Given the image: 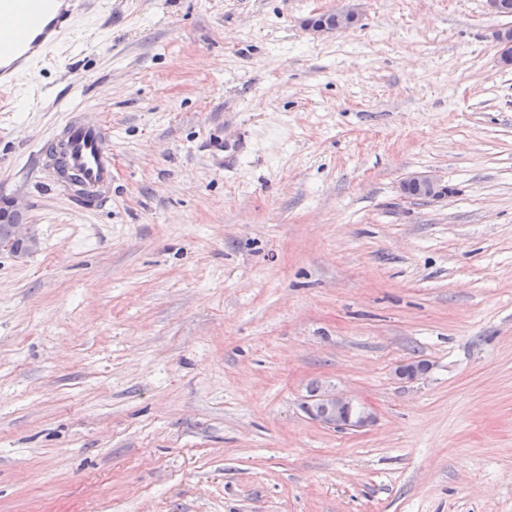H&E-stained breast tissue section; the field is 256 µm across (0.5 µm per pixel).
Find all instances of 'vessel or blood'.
Instances as JSON below:
<instances>
[{
  "mask_svg": "<svg viewBox=\"0 0 512 512\" xmlns=\"http://www.w3.org/2000/svg\"><path fill=\"white\" fill-rule=\"evenodd\" d=\"M59 0H0V12L16 16L18 25L0 38V84L13 80L23 64L64 27ZM60 162L77 177V200L104 204L111 200L112 152L102 126L70 118L60 133Z\"/></svg>",
  "mask_w": 512,
  "mask_h": 512,
  "instance_id": "1",
  "label": "vessel or blood"
}]
</instances>
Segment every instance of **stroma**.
Instances as JSON below:
<instances>
[{
	"mask_svg": "<svg viewBox=\"0 0 512 512\" xmlns=\"http://www.w3.org/2000/svg\"><path fill=\"white\" fill-rule=\"evenodd\" d=\"M504 27L484 0L72 12L0 88V198L38 238L0 250V512H512ZM74 114L112 132L102 208L36 163ZM316 387L376 425L312 422ZM358 14L353 10L327 12L305 20V27L317 36L335 34L354 26ZM414 190V193L407 194L412 197L440 199L447 194V189L433 175L427 173H414L408 176L401 183V192L406 193L408 190Z\"/></svg>",
	"mask_w": 512,
	"mask_h": 512,
	"instance_id": "1",
	"label": "stroma"
}]
</instances>
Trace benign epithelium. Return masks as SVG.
Wrapping results in <instances>:
<instances>
[{
    "label": "benign epithelium",
    "instance_id": "7a95c632",
    "mask_svg": "<svg viewBox=\"0 0 512 512\" xmlns=\"http://www.w3.org/2000/svg\"><path fill=\"white\" fill-rule=\"evenodd\" d=\"M358 14L353 10L327 12L305 20V27L317 36L331 35L354 26ZM494 40L500 48V61L512 64V30L499 29L494 32ZM414 190L416 194L427 199H440L447 194V189L433 175L414 173L401 183V192ZM22 206L16 199H11L0 207V222L11 225V241L37 247L36 239L30 234L28 225L21 219ZM307 416L327 428L361 431L373 426L376 415L373 410L358 402L351 396L323 390L303 403Z\"/></svg>",
    "mask_w": 512,
    "mask_h": 512
}]
</instances>
